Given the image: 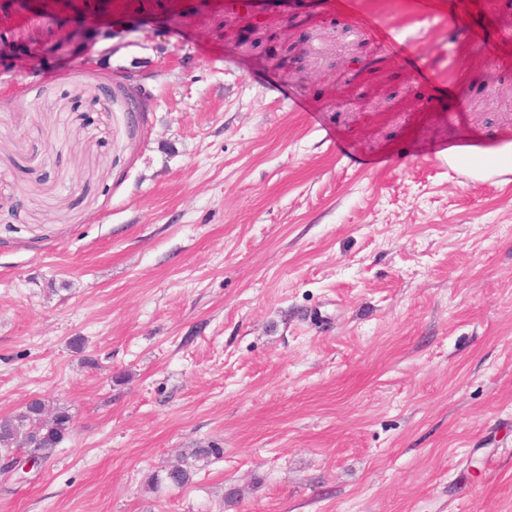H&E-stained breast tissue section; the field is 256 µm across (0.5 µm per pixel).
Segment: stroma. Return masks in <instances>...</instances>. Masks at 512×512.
Returning a JSON list of instances; mask_svg holds the SVG:
<instances>
[{"mask_svg":"<svg viewBox=\"0 0 512 512\" xmlns=\"http://www.w3.org/2000/svg\"><path fill=\"white\" fill-rule=\"evenodd\" d=\"M114 2L0 0V417L71 416L0 512H512V165L447 153L512 0ZM213 454H219V448H188V451L183 453V466L175 470H168L166 481L174 487L186 485L190 481L192 473L189 459L200 460Z\"/></svg>","mask_w":512,"mask_h":512,"instance_id":"35a3bbf8","label":"stroma"}]
</instances>
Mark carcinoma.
<instances>
[{
    "mask_svg": "<svg viewBox=\"0 0 512 512\" xmlns=\"http://www.w3.org/2000/svg\"><path fill=\"white\" fill-rule=\"evenodd\" d=\"M47 412L44 402L38 400L25 407L24 411L14 415L0 418V447L7 450L16 442L19 434H24L27 442H36L40 450L47 454H53L57 443L69 432L68 423L71 416L64 410L56 411L58 424L54 428L48 427L43 421L42 415ZM219 453L217 448H190L183 453V466L171 469L166 473V481L174 487L186 485L191 478V465L189 460L204 459L209 455Z\"/></svg>",
    "mask_w": 512,
    "mask_h": 512,
    "instance_id": "carcinoma-1",
    "label": "carcinoma"
}]
</instances>
